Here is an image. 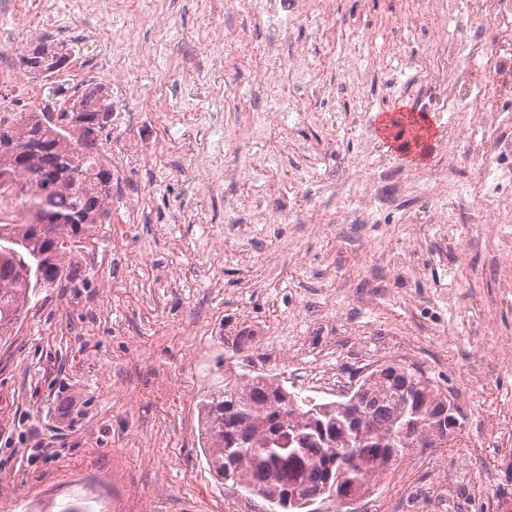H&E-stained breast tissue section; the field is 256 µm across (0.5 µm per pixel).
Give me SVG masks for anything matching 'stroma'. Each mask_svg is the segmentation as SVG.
Masks as SVG:
<instances>
[{
	"label": "stroma",
	"instance_id": "35a3bbf8",
	"mask_svg": "<svg viewBox=\"0 0 512 512\" xmlns=\"http://www.w3.org/2000/svg\"><path fill=\"white\" fill-rule=\"evenodd\" d=\"M37 32L68 52L44 94L74 93L76 68L112 96L98 143L114 180L111 221L96 225L67 281L44 288L0 349V512H258L211 474L197 404L224 374L241 327L256 331L251 370L335 400L369 369L420 368L459 408L448 447L413 448L371 481L358 512H420L427 488L457 482L459 512L512 502V222L461 238L421 221V173L437 172L451 127L512 135L463 111L410 66L428 40L418 5L334 0L327 39L314 21L228 12L226 0H139V17L97 0L113 42L72 38L75 0H50ZM356 26L360 37H343ZM233 29L225 42V29ZM306 48L315 85L258 86L252 47ZM124 55V69L96 70ZM416 109L435 122L421 164L387 147L373 119ZM192 112L193 127L166 125ZM332 378L316 386L307 369Z\"/></svg>",
	"mask_w": 512,
	"mask_h": 512
}]
</instances>
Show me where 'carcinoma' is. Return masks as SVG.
I'll list each match as a JSON object with an SVG mask.
<instances>
[{
  "mask_svg": "<svg viewBox=\"0 0 512 512\" xmlns=\"http://www.w3.org/2000/svg\"><path fill=\"white\" fill-rule=\"evenodd\" d=\"M67 54L37 43L20 55L32 74L59 70ZM95 126L59 128L43 112H22L0 138L45 144L29 163L0 143V186L22 184V224H0V343L28 312L32 297L69 276L77 244L105 223L112 203V169L98 150V135L112 114L99 87L82 92L75 109ZM65 137L78 147L71 158L56 148ZM266 374L224 375V387L199 401L201 439L209 471L234 490L288 512L292 491L312 501L360 497L368 480L386 473L410 448H434V428L448 395L415 367L384 362L349 396L321 402L297 398Z\"/></svg>",
  "mask_w": 512,
  "mask_h": 512,
  "instance_id": "carcinoma-1",
  "label": "carcinoma"
}]
</instances>
